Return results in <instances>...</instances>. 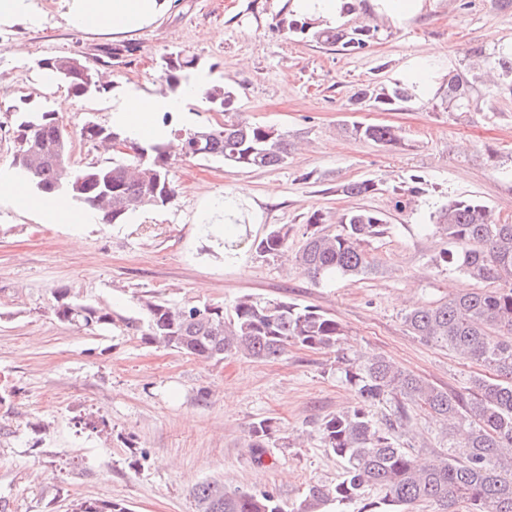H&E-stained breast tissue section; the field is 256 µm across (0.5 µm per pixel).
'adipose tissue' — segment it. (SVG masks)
I'll return each mask as SVG.
<instances>
[{
    "label": "adipose tissue",
    "instance_id": "obj_1",
    "mask_svg": "<svg viewBox=\"0 0 512 512\" xmlns=\"http://www.w3.org/2000/svg\"><path fill=\"white\" fill-rule=\"evenodd\" d=\"M171 0H57L67 23L76 29L112 33L139 30L163 15ZM438 57L427 53L410 58L400 68L401 81L417 96H428L438 83ZM204 81L193 77L178 92L170 95H150L135 85L122 87L112 98L110 120L129 141L144 144L170 138L172 128L163 121L164 115L174 117L187 113L189 105L202 99ZM0 203L20 213L36 216L49 224H95L100 213L90 207L75 208L69 198L59 195L47 200L34 195L26 181L12 171L0 168ZM254 215V204L247 188L221 199L206 200L197 210L194 221L206 225L215 251L223 253L225 262L239 261V250H229L225 242L227 225L239 224Z\"/></svg>",
    "mask_w": 512,
    "mask_h": 512
}]
</instances>
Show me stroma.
I'll list each match as a JSON object with an SVG mask.
<instances>
[{
    "label": "stroma",
    "mask_w": 512,
    "mask_h": 512,
    "mask_svg": "<svg viewBox=\"0 0 512 512\" xmlns=\"http://www.w3.org/2000/svg\"><path fill=\"white\" fill-rule=\"evenodd\" d=\"M289 0H172L155 23L127 35L68 26L53 0L41 28L0 29V167L10 166L14 119L26 104L55 109L69 97L38 68L48 55H78L97 65L115 88L134 84L161 92V56L199 61L198 76L231 91L223 111L191 106L183 129L245 120L287 132L294 148L272 169H231L217 161L176 160L177 195L123 224H96L74 241V226L0 209V512H72L83 501L118 502L130 512H195L191 489L218 481L229 489L270 490L294 503L311 484H335L342 472L317 428L351 408L354 390L336 371V355L293 347L267 361L229 358L204 363L145 343L126 321L140 318L138 296L180 305L231 306L242 294L285 295L335 315L347 331V354L377 353L436 385L462 390L484 369L406 328L414 304L448 298L457 273L439 263L444 238L422 232L448 200L473 197L494 213L512 209V97L467 116L444 109L446 84L393 111H349L359 86L395 87L407 59L434 49L445 71L463 70L466 55L512 43V8L497 0H426L402 26L378 23L365 5L344 21L378 24L375 42L348 54L289 30ZM60 114L69 130L86 120L110 122L111 92L72 98ZM362 122L398 129L400 144L380 146L344 133ZM419 179L420 192L393 187ZM370 179L375 194L348 196L342 184ZM247 186L260 217L240 241L242 257L225 264L193 217L203 197ZM368 208L389 230L372 242L373 269L317 286L292 260L259 257L252 243L285 224L291 246L305 223ZM109 307L107 330L58 322L49 311L55 289ZM107 423L110 436L77 427V418ZM272 419L267 448L275 465L258 464L248 427ZM417 459L448 453L446 429L418 407L394 432Z\"/></svg>",
    "instance_id": "stroma-1"
}]
</instances>
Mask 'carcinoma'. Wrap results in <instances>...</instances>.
<instances>
[{
  "label": "carcinoma",
  "mask_w": 512,
  "mask_h": 512,
  "mask_svg": "<svg viewBox=\"0 0 512 512\" xmlns=\"http://www.w3.org/2000/svg\"><path fill=\"white\" fill-rule=\"evenodd\" d=\"M378 27L365 24L350 30H322L314 39L329 47L358 53L376 39ZM72 57L54 55L38 61L75 97L107 92L111 82L94 64L83 62L87 80L71 66ZM499 81L486 87L485 97L512 93V46L486 56ZM198 68L194 57L180 53L161 58L162 88L175 91ZM481 77L463 72L448 75V111L480 109ZM407 87L391 90L373 84L360 86L350 99L351 110L365 106L383 111L408 101ZM231 91L214 84L204 98L216 111H224ZM346 132L356 139L383 146L400 143L397 131L383 124L355 123ZM12 168L45 195L63 193L101 212L106 224H121L137 208H164L174 200L171 178L174 157L217 159L236 168L266 169L285 164L288 135L262 123L225 122L195 130H176L175 143H129L116 128L85 122L79 136L85 141L117 139L126 156L106 163L75 168L69 161L71 136L57 113L47 108L21 112L15 124ZM342 191L364 197L377 191L371 180L345 184ZM302 247L293 260L317 284L357 277L371 269L366 247L387 233L382 214L356 209L342 214L340 229L329 233L324 214L307 220ZM448 240L439 255L449 269L490 284L445 300L416 306L404 315L408 330L422 342L448 349L457 356L486 367L492 376L476 377L462 391L448 390L399 368L383 355L337 356L341 378L359 396L350 410L323 420L318 435L325 448L340 458L343 478L332 486L311 484L301 498L285 505L270 491L229 490L217 481L193 487L196 512H350L354 503L375 492L358 512H410L416 504L431 502L437 512H512V223L502 222L477 199L448 202L432 225ZM290 229L269 226L252 247L264 258L288 255ZM142 323L136 327L150 344L220 363L226 358L276 359L290 347L338 351L346 330L335 316L286 297L245 294L226 309L215 304L171 305L152 295L137 298ZM51 314L60 322L79 327L112 326L110 309L83 302L66 289L54 292ZM389 400L395 419L374 420L370 407ZM412 404L446 426L458 425L462 448L454 455L418 461L399 447L393 437L394 421ZM276 432L273 421L261 419L250 427L251 448L263 462L265 448ZM75 512H128L118 502H82Z\"/></svg>",
  "instance_id": "obj_1"
}]
</instances>
